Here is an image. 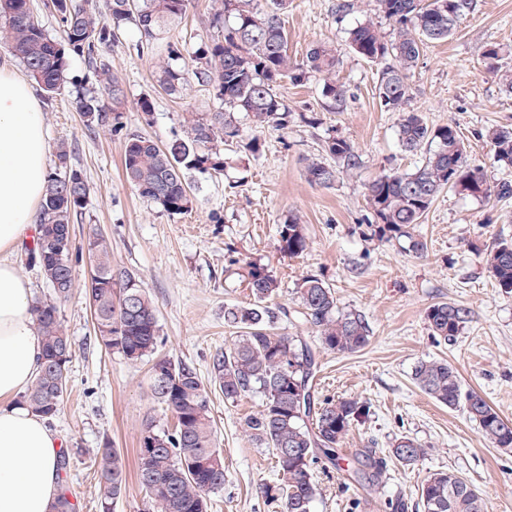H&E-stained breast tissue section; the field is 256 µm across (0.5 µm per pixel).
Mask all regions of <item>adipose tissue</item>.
Returning <instances> with one entry per match:
<instances>
[{
    "label": "adipose tissue",
    "mask_w": 512,
    "mask_h": 512,
    "mask_svg": "<svg viewBox=\"0 0 512 512\" xmlns=\"http://www.w3.org/2000/svg\"><path fill=\"white\" fill-rule=\"evenodd\" d=\"M44 115L30 84L0 61V512H51L60 441L18 403L41 353L30 287L10 256L36 228L47 181Z\"/></svg>",
    "instance_id": "adipose-tissue-1"
}]
</instances>
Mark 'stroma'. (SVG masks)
Here are the masks:
<instances>
[{
	"mask_svg": "<svg viewBox=\"0 0 512 512\" xmlns=\"http://www.w3.org/2000/svg\"><path fill=\"white\" fill-rule=\"evenodd\" d=\"M349 2V9L340 13L337 0H292L281 17L292 57L302 58L319 41L335 46L336 77L354 94L348 109L330 111L317 79L284 83L281 92L289 107L313 115V123L297 120L285 131L263 132L265 149L255 157L237 143L225 145L224 174H189L191 204L178 215L168 214L126 182L124 137L143 134L164 146L185 136L189 116L206 118L223 111L211 87L192 79L181 95L171 96L155 78L167 43L189 52L217 37L213 0H194L182 23L151 47L142 46L129 25L100 53L123 83L122 133L87 127L73 108L76 94L96 86L83 57L71 58L61 94L40 96L50 147L68 145L70 165L90 187L85 208L71 220L78 256L75 288L60 303L59 315L74 355L63 406L51 421L70 450L67 485L78 512H100L93 460L107 442L120 451L127 469L126 489L115 512H153L136 482L138 440L145 423L165 430L174 425L171 413L150 394L149 361L129 362L96 339L85 293L92 271L87 244L96 236L106 240L113 267L132 272L154 299L163 339L159 356L193 365L204 378L211 355L234 334L224 323L225 306L251 300L230 256L269 265L280 282L279 303L291 304L300 279L312 274L334 288L341 310L364 315L371 339L363 350L320 357V397L354 396L371 407L369 417L343 442V451L372 444L384 453L406 436L425 448L426 455L411 468L389 460L378 490L345 486L336 470L316 464L314 512H390L388 501L415 503L422 480L448 470L482 494L487 512H512V450L492 447L463 410L437 403L411 378L419 359L447 360L465 388L512 421V295L496 288L483 261L488 246L512 238V196L481 201L442 192L417 226L427 243L421 256L404 243L371 237L367 184L391 170H412L419 158L402 150L397 117L379 104L378 64L358 57L348 41L350 29L369 20L387 34L392 27L372 0ZM487 45L505 50L501 66L511 70L512 0H477L452 36L426 44L410 76V107L429 124L456 126L469 158L495 185L512 181V169L495 161L485 135L489 129L512 126V92L487 72L481 58ZM145 96L154 102L148 115L138 107ZM332 130L354 144L360 165L322 187L307 179L305 166L320 154ZM291 216L300 218L310 238L309 249L298 257L277 248V227ZM440 301L470 312L461 335L447 345L433 341L425 321L427 308ZM208 393L225 467L224 488L211 495L208 512H282L280 502L263 493L264 485L277 480L272 451L252 442L243 429L244 418L259 410L261 394L232 402L218 388Z\"/></svg>",
	"mask_w": 512,
	"mask_h": 512,
	"instance_id": "35a3bbf8",
	"label": "stroma"
}]
</instances>
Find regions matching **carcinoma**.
Returning a JSON list of instances; mask_svg holds the SVG:
<instances>
[{"label": "carcinoma", "mask_w": 512, "mask_h": 512, "mask_svg": "<svg viewBox=\"0 0 512 512\" xmlns=\"http://www.w3.org/2000/svg\"><path fill=\"white\" fill-rule=\"evenodd\" d=\"M218 7L213 23L222 38L203 41L190 55L194 67H186L176 43L167 45V60L158 67L157 83L177 96L187 76L209 86L224 111L209 119L188 120L189 132L161 147L151 138L128 134L124 141L123 170L126 181L144 198L169 214L188 210L190 196L186 174H221L224 154L219 145L240 137L235 114L244 113L254 129L284 131L292 120L285 97L278 91L284 80L300 85L314 77L335 112L347 108L350 95L336 80V49L314 43L300 60L288 54V39L281 14L288 0H214ZM377 10L393 25L386 39L373 23L360 24L349 32L353 52L382 64L377 85L380 106L398 113V138L409 153L423 158L411 171L382 174L366 186L365 198L372 211L370 236L381 242H409L415 254L426 243L415 229L438 195L445 189L465 197L488 200L492 195H512V183L491 189L483 169L469 162L467 148L456 127L430 126L417 112L406 110L411 97L409 77L427 42L448 39L475 8V0H374ZM192 0H52L63 40L47 34L34 15L30 0L0 2V44L24 66L48 96L64 88V74L73 55L85 58L98 78L99 90L80 94L73 107L86 118L87 126L108 127L111 110L121 104L123 89L112 69L98 62L99 51L108 49L128 23L147 44L178 25ZM487 67L512 90V73L501 71L502 48L488 45L482 52ZM494 157L501 167L512 169V128L487 133ZM330 161L312 159L305 172L314 184L329 187L338 175L358 167L359 155L347 139L332 135L324 140ZM70 153L57 150V171L48 175L41 205L38 236L28 258L38 264L48 283L59 284L51 297L32 303L43 344L39 373L23 396L32 411L55 417L64 401L68 365L73 346L61 321L58 302L67 298L75 281L72 243L60 245V234L70 230L71 218L87 202L88 184L83 174L68 167ZM278 250L289 257L305 253L310 240L305 225L291 218L277 229ZM97 276L88 291L101 345L137 363L152 360L149 380L152 396L176 420L172 430L147 425L141 432L137 479L156 512H207V495L224 489V456L217 446L211 420L210 397L192 365L158 357L160 343L157 307L135 277L112 267V255L102 238L88 242ZM243 277L252 300L224 308V324L242 330L232 343L212 357L211 382L235 402L259 393L262 409L244 422L255 442L272 449L279 483L265 487L267 497L281 502L283 512H313L316 486L313 466L319 462L345 470L360 485L379 487L386 459L373 448H360L347 459L339 449L350 430L370 413L359 398L323 400L315 396L318 357L323 351L354 353L369 344L370 330L355 311L339 310L335 291L314 275L301 279L296 288L297 309L275 302L280 283L268 265L242 261ZM486 271L495 286L512 293V240L501 239L486 253ZM296 318L316 329L319 343L311 346L304 336L278 332V323ZM425 320L438 343L456 339L470 321L468 309L455 303L430 305ZM413 382L427 395L450 409H462L494 447L512 449V422L503 419L474 390L464 388L458 371L443 359L429 357L412 370ZM426 454L415 441L401 437L389 449V457L406 465L418 464ZM101 512H111L125 490V462L107 442L97 449ZM417 506L422 512H486L480 493L451 471L429 474L418 486Z\"/></svg>", "instance_id": "cac0c4a2"}]
</instances>
